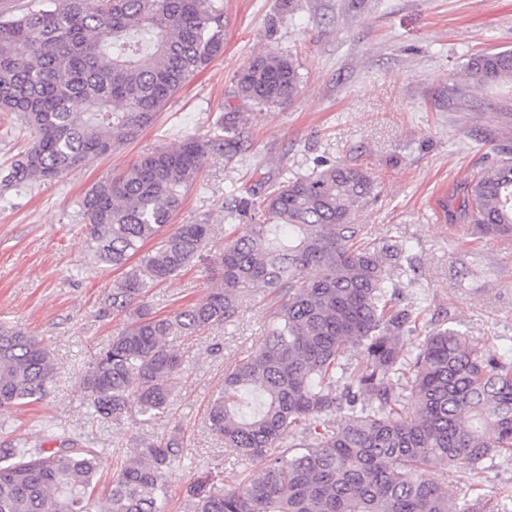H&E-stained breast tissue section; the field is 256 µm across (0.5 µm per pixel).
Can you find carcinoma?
<instances>
[{
	"label": "carcinoma",
	"mask_w": 512,
	"mask_h": 512,
	"mask_svg": "<svg viewBox=\"0 0 512 512\" xmlns=\"http://www.w3.org/2000/svg\"><path fill=\"white\" fill-rule=\"evenodd\" d=\"M223 52L221 0H59L0 17V110L33 137L6 181L57 180L109 155ZM456 79L455 90L512 82V50L470 55ZM234 82L238 96L264 106L300 91L297 63L273 50L253 55ZM89 101L96 111L85 110ZM222 130V139L158 147L82 199L92 262L125 268L105 304L128 312L79 378L90 416L121 425L168 414L184 366L169 338L232 320L243 290L262 288L276 299L263 342L224 372L207 415L212 434L261 473L199 490L186 512H487L481 497L448 484V468L482 472L512 455V355L472 347L446 320L429 329L401 305L406 241L373 239L353 223L376 190L362 167L317 161L258 200L234 197L230 217L260 215L225 225L219 249L209 224L171 227L205 157L221 145L230 158L242 151L237 113L224 115ZM460 207L474 238L511 235L512 158L484 167ZM136 255L140 264L127 266ZM202 256L220 287L169 316L143 302L129 310ZM410 334L421 339L405 357ZM55 377L37 337L0 328V408L43 399ZM341 412L348 422L337 427ZM287 434L298 449L288 459L279 452ZM100 458L52 429L33 446L0 448V512H166L176 439L137 442L97 496Z\"/></svg>",
	"instance_id": "carcinoma-1"
}]
</instances>
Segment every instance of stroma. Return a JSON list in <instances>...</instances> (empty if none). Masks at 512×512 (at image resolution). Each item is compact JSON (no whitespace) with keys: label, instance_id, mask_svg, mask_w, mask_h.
Listing matches in <instances>:
<instances>
[{"label":"stroma","instance_id":"35a3bbf8","mask_svg":"<svg viewBox=\"0 0 512 512\" xmlns=\"http://www.w3.org/2000/svg\"><path fill=\"white\" fill-rule=\"evenodd\" d=\"M223 3V54L171 99L153 126L107 157L52 182L8 185L10 164L28 139L15 119L0 114V325L38 337L58 369L42 400L0 408V448L38 442L44 424L56 422L105 449V483L139 440L178 438L182 463L167 475L168 512H185L198 488L231 485L230 470L260 472L208 430L206 416L225 371L259 344L272 298L250 289L234 322L170 341L186 368L166 417L119 426L91 420L79 377L126 316L102 311L122 273L92 266L80 200L145 152L217 135L225 113L245 118L244 152L231 159L220 150L208 154L176 223L211 224L220 247L231 190L305 173L316 159L363 166L378 196L354 221L372 236L408 241L417 284L405 289L406 304L432 326L454 318L476 347L491 341L512 351V237L470 242L471 225L458 210L466 183L501 149H512V83L469 91L461 110L448 91L449 74L470 54L512 49V0ZM269 49L293 56L301 77L298 96L275 107L234 92L236 73ZM218 285L198 262L150 288L145 300L154 315L167 316ZM448 481L503 501L512 494V457L480 475L456 466Z\"/></svg>","mask_w":512,"mask_h":512}]
</instances>
